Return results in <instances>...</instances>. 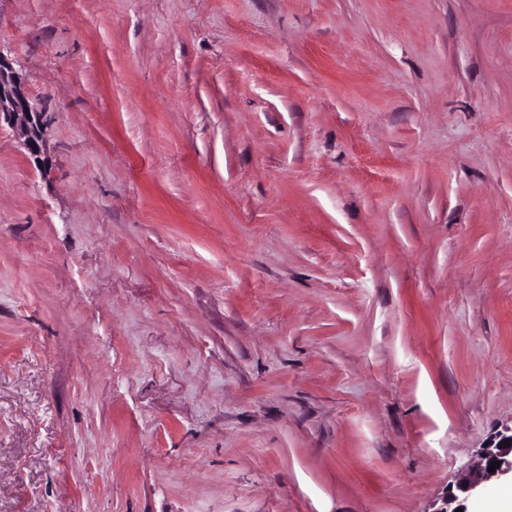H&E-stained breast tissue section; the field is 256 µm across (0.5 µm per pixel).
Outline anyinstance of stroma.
Instances as JSON below:
<instances>
[{
	"instance_id": "obj_1",
	"label": "stroma",
	"mask_w": 512,
	"mask_h": 512,
	"mask_svg": "<svg viewBox=\"0 0 512 512\" xmlns=\"http://www.w3.org/2000/svg\"><path fill=\"white\" fill-rule=\"evenodd\" d=\"M0 512H435L512 422V0H0ZM42 115L13 62L0 49V125L5 122L14 126L21 144L39 164L46 149Z\"/></svg>"
}]
</instances>
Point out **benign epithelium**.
<instances>
[{"mask_svg": "<svg viewBox=\"0 0 512 512\" xmlns=\"http://www.w3.org/2000/svg\"><path fill=\"white\" fill-rule=\"evenodd\" d=\"M43 112L31 101L25 83L13 62L0 50V123L5 122L19 131L21 144L37 162H43L46 143L43 129ZM510 440L502 447L500 443ZM493 461L500 462V467L490 472L488 468ZM512 474V425L498 430L485 447L478 453L477 465L467 469L464 477L459 479L456 490L447 492L442 506L434 512H456L464 507L458 493L471 495L478 488L495 476Z\"/></svg>", "mask_w": 512, "mask_h": 512, "instance_id": "benign-epithelium-1", "label": "benign epithelium"}]
</instances>
